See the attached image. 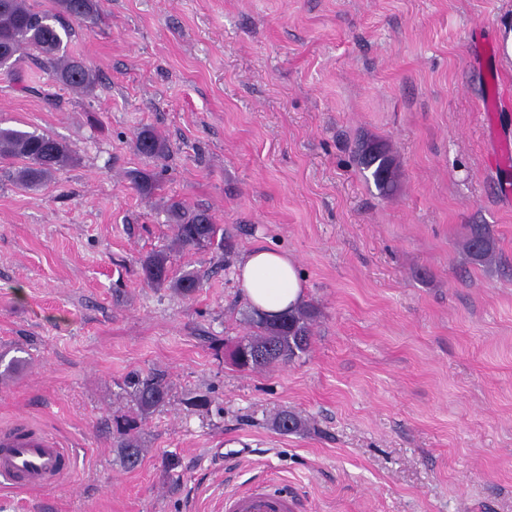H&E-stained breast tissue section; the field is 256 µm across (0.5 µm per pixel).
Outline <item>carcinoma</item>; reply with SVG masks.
Instances as JSON below:
<instances>
[{
    "mask_svg": "<svg viewBox=\"0 0 512 512\" xmlns=\"http://www.w3.org/2000/svg\"><path fill=\"white\" fill-rule=\"evenodd\" d=\"M100 10L101 0H56V9L45 11L34 10L27 0H0V65L12 69L26 59H44L60 82L82 92L90 90L94 76L82 62L67 56L64 39L70 37V31L61 17L67 15L81 24H93ZM135 148L146 158H157L167 150L164 140L148 129L137 133ZM0 159L20 162L17 182L33 190L70 164L73 156L66 144L46 133L0 127ZM359 163L372 170L374 183L380 189L393 186L391 162L380 148L362 146ZM169 210L176 218L174 243L178 247L224 248V226L216 223L208 212L189 209L181 201L171 202ZM464 247L475 261L490 263L495 258L494 239L482 224L468 226ZM141 267L144 281L155 288H172L189 296L202 287V277L195 272H185L177 278L170 276L168 249L149 253ZM315 317V308L308 304L274 320L253 310L247 312L248 332L236 341L246 351V357L233 365L241 370H263L301 357L310 346ZM128 385L143 415L163 406L168 399V382L160 371L135 373L128 379ZM275 424L284 433H294L303 426L301 419L288 410L278 415ZM119 448L126 467L133 468L142 460L143 449L134 438H125Z\"/></svg>",
    "mask_w": 512,
    "mask_h": 512,
    "instance_id": "1",
    "label": "carcinoma"
}]
</instances>
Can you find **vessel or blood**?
I'll return each instance as SVG.
<instances>
[{"instance_id": "obj_1", "label": "vessel or blood", "mask_w": 512, "mask_h": 512, "mask_svg": "<svg viewBox=\"0 0 512 512\" xmlns=\"http://www.w3.org/2000/svg\"><path fill=\"white\" fill-rule=\"evenodd\" d=\"M68 449L51 437L18 426L0 430V482L15 489L47 491L69 473ZM287 493L256 488L224 500V512H294Z\"/></svg>"}]
</instances>
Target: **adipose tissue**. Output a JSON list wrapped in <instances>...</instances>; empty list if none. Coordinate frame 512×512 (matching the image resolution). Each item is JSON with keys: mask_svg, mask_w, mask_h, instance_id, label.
Returning a JSON list of instances; mask_svg holds the SVG:
<instances>
[{"mask_svg": "<svg viewBox=\"0 0 512 512\" xmlns=\"http://www.w3.org/2000/svg\"><path fill=\"white\" fill-rule=\"evenodd\" d=\"M237 280L250 307L270 318L302 304L305 297L295 259L267 247L242 257Z\"/></svg>", "mask_w": 512, "mask_h": 512, "instance_id": "ef3b65f1", "label": "adipose tissue"}]
</instances>
